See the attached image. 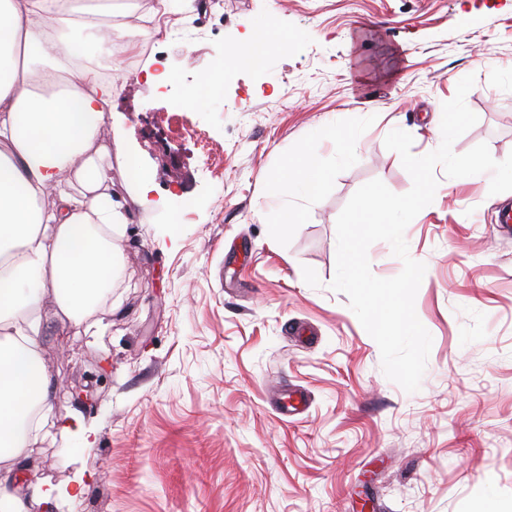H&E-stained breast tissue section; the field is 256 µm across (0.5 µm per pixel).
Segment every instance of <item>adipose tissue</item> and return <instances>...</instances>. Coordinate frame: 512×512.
<instances>
[{"label":"adipose tissue","mask_w":512,"mask_h":512,"mask_svg":"<svg viewBox=\"0 0 512 512\" xmlns=\"http://www.w3.org/2000/svg\"><path fill=\"white\" fill-rule=\"evenodd\" d=\"M122 34L82 0H0V512H23L10 470L26 448L59 433L93 445L82 419L53 414L39 338L48 305L75 335H98L94 309L121 285L129 215L104 114L126 78L111 49ZM327 178L300 154L261 220L287 229L286 200L315 199Z\"/></svg>","instance_id":"ef3b65f1"}]
</instances>
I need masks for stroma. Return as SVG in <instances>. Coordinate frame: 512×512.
Returning <instances> with one entry per match:
<instances>
[{
	"mask_svg": "<svg viewBox=\"0 0 512 512\" xmlns=\"http://www.w3.org/2000/svg\"><path fill=\"white\" fill-rule=\"evenodd\" d=\"M153 24L141 61L179 84L128 81L105 115L156 197L139 201L113 158L131 216L120 306L100 309L104 335L52 322L40 340L52 403L97 434L27 450L31 479L92 475L53 512H512V227L497 222L512 191L436 169L405 231L432 336L418 391L384 375L331 288L341 210L373 179L411 189L384 140L398 128L414 155L435 150L457 79L475 75L478 121L454 153L512 154V0H181ZM247 44L255 62L181 105ZM174 118L197 139L176 142ZM303 151L331 176L280 233L257 212Z\"/></svg>",
	"mask_w": 512,
	"mask_h": 512,
	"instance_id": "1",
	"label": "stroma"
}]
</instances>
